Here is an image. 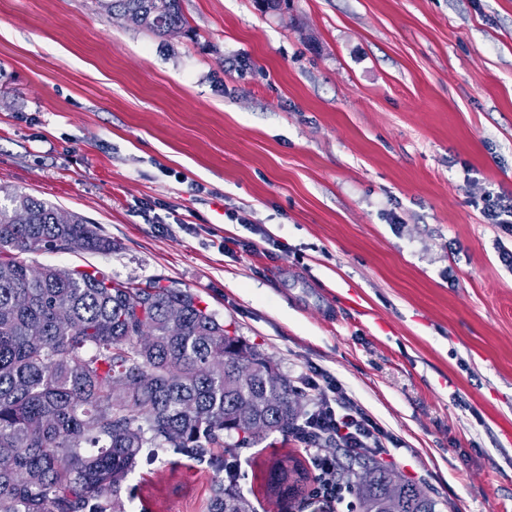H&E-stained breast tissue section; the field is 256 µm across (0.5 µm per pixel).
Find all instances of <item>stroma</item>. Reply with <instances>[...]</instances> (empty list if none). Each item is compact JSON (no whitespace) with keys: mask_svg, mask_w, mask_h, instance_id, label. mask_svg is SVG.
<instances>
[{"mask_svg":"<svg viewBox=\"0 0 512 512\" xmlns=\"http://www.w3.org/2000/svg\"><path fill=\"white\" fill-rule=\"evenodd\" d=\"M181 6L168 38L93 0H0V183L114 243L28 262L192 292L283 376L337 380L440 512H512V233L483 215L512 195V0ZM289 455L310 457L240 450L257 512H298L263 487ZM222 477L167 449L122 496L207 512Z\"/></svg>","mask_w":512,"mask_h":512,"instance_id":"obj_1","label":"stroma"}]
</instances>
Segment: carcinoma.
Returning a JSON list of instances; mask_svg holds the SVG:
<instances>
[{
  "instance_id": "carcinoma-1",
  "label": "carcinoma",
  "mask_w": 512,
  "mask_h": 512,
  "mask_svg": "<svg viewBox=\"0 0 512 512\" xmlns=\"http://www.w3.org/2000/svg\"><path fill=\"white\" fill-rule=\"evenodd\" d=\"M163 37L188 22L180 0H96ZM0 184V512H126L122 484L144 450L175 452L224 469L225 457L272 433L295 436L305 392L273 360L189 291L143 287L97 268H38L24 255L112 252V238L84 217ZM183 311L173 331L167 312ZM58 309L69 323L56 322ZM252 411L258 428L237 426ZM235 435L232 444L224 437ZM372 467L377 480L364 481ZM340 481L361 512H440L438 501L364 450ZM288 470L269 473L290 498ZM208 512H254L236 481L215 485Z\"/></svg>"
}]
</instances>
